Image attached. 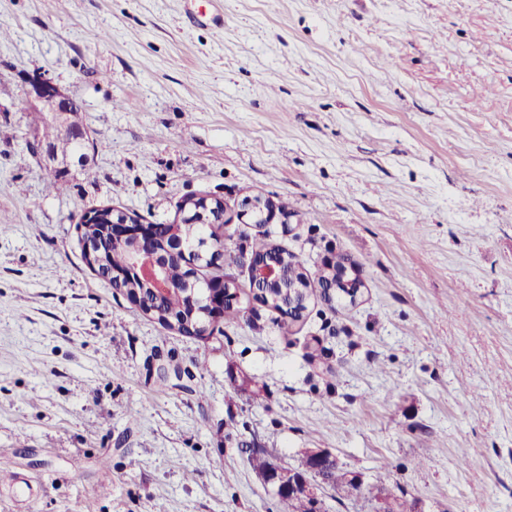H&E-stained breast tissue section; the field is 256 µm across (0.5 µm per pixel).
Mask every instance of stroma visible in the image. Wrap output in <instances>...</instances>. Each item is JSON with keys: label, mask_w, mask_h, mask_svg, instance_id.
I'll use <instances>...</instances> for the list:
<instances>
[{"label": "stroma", "mask_w": 512, "mask_h": 512, "mask_svg": "<svg viewBox=\"0 0 512 512\" xmlns=\"http://www.w3.org/2000/svg\"><path fill=\"white\" fill-rule=\"evenodd\" d=\"M0 27V512H278L252 440L359 474L329 512L382 485L512 512V0H0ZM40 76L103 145L59 193ZM242 192L290 222L225 225L226 273L266 233L311 274L348 254L364 301L286 335L244 296L200 339L83 260L86 210Z\"/></svg>", "instance_id": "1"}]
</instances>
